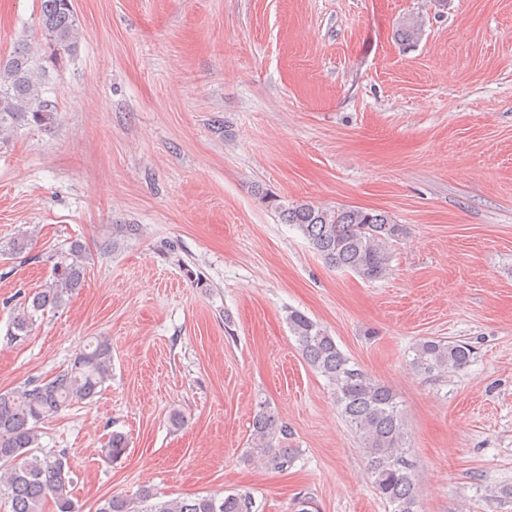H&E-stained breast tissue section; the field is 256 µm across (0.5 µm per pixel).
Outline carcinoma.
Returning <instances> with one entry per match:
<instances>
[{
    "instance_id": "carcinoma-1",
    "label": "carcinoma",
    "mask_w": 512,
    "mask_h": 512,
    "mask_svg": "<svg viewBox=\"0 0 512 512\" xmlns=\"http://www.w3.org/2000/svg\"><path fill=\"white\" fill-rule=\"evenodd\" d=\"M38 25L46 42L57 52L78 51L82 31L72 0H40ZM423 36V25L408 18L396 30L403 44ZM45 66L24 37L13 51L0 58V133L32 119L44 122L56 107L45 97ZM258 198L274 205L282 223L296 228L326 266L350 272L366 281L383 278L390 266L392 244L407 236V227L385 211L358 206L336 208L312 202H283L264 189ZM134 234L130 224L112 225V239L104 249L117 251ZM84 282V248L73 242L55 262L45 287L23 296L8 328L9 336L28 335L35 318L47 308L66 302ZM288 329L303 360L323 376L339 412L354 432L372 477L376 494L391 512H419L412 463L407 454L406 428L396 393L370 376L336 344L316 321L298 310L288 311ZM473 358L467 344L424 338L412 347L409 365L418 374L434 375L460 370ZM112 378V346L100 336L77 352L69 364L51 378L33 380L20 389L0 393V494L11 512H44L54 503L56 512H77L72 497L71 466L66 452L41 449V425L74 405L93 400ZM292 432L268 404L261 402L252 420L251 448L269 470L286 472L299 458L291 443ZM128 447L125 435L109 436L105 452L121 457ZM248 493L196 495L158 499L150 488L137 498L113 495L100 501L96 512H254Z\"/></svg>"
}]
</instances>
